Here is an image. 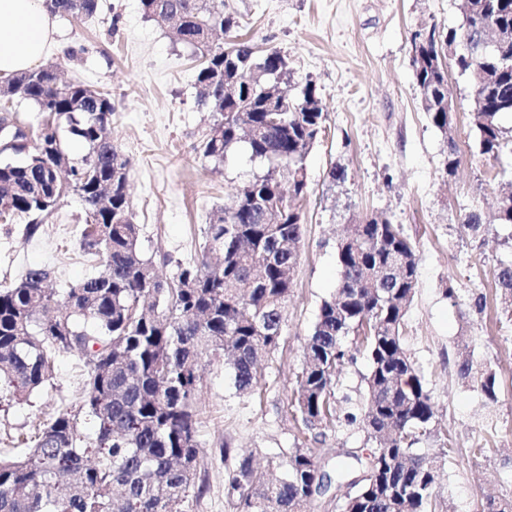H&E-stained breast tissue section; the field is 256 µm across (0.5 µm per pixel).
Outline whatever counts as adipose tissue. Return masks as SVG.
Listing matches in <instances>:
<instances>
[{"label":"adipose tissue","mask_w":512,"mask_h":512,"mask_svg":"<svg viewBox=\"0 0 512 512\" xmlns=\"http://www.w3.org/2000/svg\"><path fill=\"white\" fill-rule=\"evenodd\" d=\"M64 48L46 0H0V77L32 69Z\"/></svg>","instance_id":"ef3b65f1"}]
</instances>
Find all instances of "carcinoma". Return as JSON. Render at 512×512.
<instances>
[{"label":"carcinoma","instance_id":"obj_1","mask_svg":"<svg viewBox=\"0 0 512 512\" xmlns=\"http://www.w3.org/2000/svg\"><path fill=\"white\" fill-rule=\"evenodd\" d=\"M63 18L96 14L99 0H50ZM144 15L170 24L178 43L200 61L197 105L219 115L198 150L216 164L243 145L266 171L237 186L233 203L215 212L202 232L196 261L179 265L170 282L139 249L140 225L128 193L131 162L112 142V98L81 81L63 83L50 65L0 83V124L18 133L0 149V220L26 219L29 233L69 194L85 219L79 247L101 257L102 270L57 290L48 268L30 270L0 289V405L31 403L55 376L62 354L87 366L81 403L62 411L0 456V512H186L196 486L198 363L224 362L239 392L251 390L262 358L279 346L285 307L299 260L303 219L294 201L307 194L306 156L324 132L316 85L273 96V81H253L256 67L289 74L288 57L259 52L246 41L214 42L239 28L224 0H141ZM463 22L413 57L416 79L432 89L423 108L447 134L446 167L459 165L448 72L435 64L443 46L468 37L455 63L471 85L472 121L484 154L504 148L498 114H512V44L482 46L498 29L512 34V0H463ZM26 102L40 120H20ZM81 143L75 158L64 138ZM463 231L485 230L476 211ZM340 279L322 300L304 348L292 403L309 428L345 421L364 432L369 449L348 452L359 464L333 480L311 448H290L269 477L243 456L224 482L234 512H305L333 483L350 491L332 497L340 512H428L437 506V460L414 445L438 432L427 383L406 349L402 328L418 284V258L400 225L372 216L351 225L336 243ZM502 314L512 322V263L496 273ZM355 336V347L344 343ZM363 351L366 395L357 412L337 415L334 385L342 366ZM459 378L497 401L495 373L464 358Z\"/></svg>","mask_w":512,"mask_h":512}]
</instances>
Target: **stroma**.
I'll return each instance as SVG.
<instances>
[{"label":"stroma","mask_w":512,"mask_h":512,"mask_svg":"<svg viewBox=\"0 0 512 512\" xmlns=\"http://www.w3.org/2000/svg\"><path fill=\"white\" fill-rule=\"evenodd\" d=\"M224 9L258 50L291 58V91L316 83L326 133L306 157L304 234L278 349L244 394L223 363L201 362L197 494L187 512H233L224 481L243 453L263 463L300 446L321 453L327 471L354 466L347 451L365 446L363 433L336 423L305 429L291 398L318 307L337 286L336 242L345 225L368 215L401 225L418 251L419 283L403 338L431 391L439 431L454 448L439 471L437 503L448 512H482L488 499L512 500V323L501 315L494 277L500 263L512 262V224L495 219L512 181V151L481 153L470 83L449 67L460 162L447 175L448 140L423 109L411 54L416 30L461 24L456 0H224ZM59 25L76 50L70 61L54 56L65 78L112 97V139L132 162L139 247L172 280L179 265L197 258L203 225L264 167L242 151L220 166L196 151L213 122L196 104V60L145 17L140 0H101L92 18ZM334 166L345 171L335 185L328 178ZM473 209L486 225L476 237L461 228ZM83 218L71 194L34 234L21 221L0 223V286L42 267L54 270L58 288L98 273V257L79 248ZM449 287L454 296H446ZM464 355L495 373L497 402L458 381ZM85 370L83 359L62 356L51 385L31 403L0 409V451L39 422L77 408ZM225 443L230 453H223ZM476 448L488 449V457L474 458Z\"/></svg>","instance_id":"1"}]
</instances>
